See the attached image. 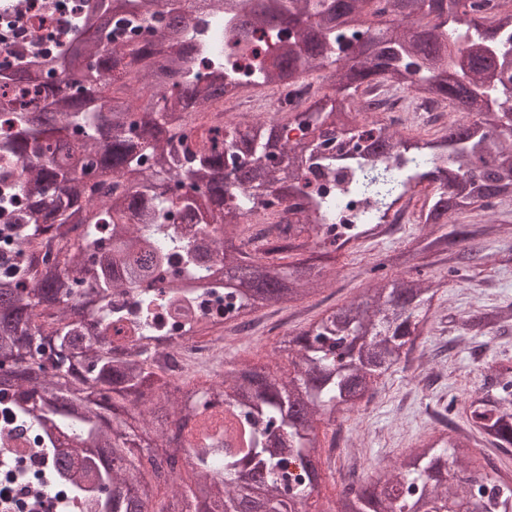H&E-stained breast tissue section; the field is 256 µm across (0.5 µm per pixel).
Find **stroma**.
<instances>
[{
	"label": "stroma",
	"mask_w": 512,
	"mask_h": 512,
	"mask_svg": "<svg viewBox=\"0 0 512 512\" xmlns=\"http://www.w3.org/2000/svg\"><path fill=\"white\" fill-rule=\"evenodd\" d=\"M474 222L484 230L474 244L459 245L447 260L426 269L427 276L445 281L433 301V317L459 319L512 305V200L498 206L495 221L478 216ZM422 231L419 224L394 223L385 236L366 238L357 252L341 258L329 288L292 307L272 306L253 314L249 334L225 345V364L247 358L269 365L277 374L290 373L287 359L274 351L279 337L362 294L371 282L370 267L409 246ZM419 343L424 357L384 377L368 406L335 426H320V435L335 438L336 447L320 459L324 477L312 504L314 512L326 508L350 475L386 465L414 443L437 437L442 426L432 416L435 400H463L496 362L512 358V331L491 341L483 337L460 341L454 331L445 330L421 336Z\"/></svg>",
	"instance_id": "35a3bbf8"
}]
</instances>
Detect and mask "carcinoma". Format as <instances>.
Masks as SVG:
<instances>
[{"instance_id": "obj_1", "label": "carcinoma", "mask_w": 512, "mask_h": 512, "mask_svg": "<svg viewBox=\"0 0 512 512\" xmlns=\"http://www.w3.org/2000/svg\"><path fill=\"white\" fill-rule=\"evenodd\" d=\"M493 0H260L232 15L229 50L264 33L288 43L247 74L191 35L192 15L156 10L155 0H92L78 32L55 53L10 66L0 92L35 87L42 103L0 118V171L26 175L22 194L0 187V412L41 444L48 482L98 512H307L321 474L322 421L368 404L377 379L408 360L440 284L423 275L431 257L475 238L458 223L476 206L491 216L512 197V5ZM309 78L328 89L251 123L193 126L224 100V89L279 93ZM445 104L461 118L434 138L395 123H367L382 92ZM344 135L345 151L314 133ZM297 130L298 137L289 132ZM421 223L430 231L406 252L371 267L366 291L332 313L284 334L275 352L293 372L278 375L243 359L194 406L187 384L165 380L138 341L154 336L158 307L188 295L181 274L159 285L175 258L246 317L290 307L325 288L338 261L372 234L366 215L329 224L336 207L366 200L378 220L424 182ZM285 206L288 216L257 229L245 250L243 211ZM206 207L216 226L202 259L178 216ZM42 236L58 259L24 254ZM300 259L291 260V254ZM134 288L133 343L116 345L124 316L113 292ZM98 315L86 322L89 305ZM512 309L468 315L467 336L505 329ZM471 430L512 455V361L504 359L467 398ZM69 439L59 460L58 438ZM101 452L90 451V446ZM187 452L194 483L177 482ZM469 437L406 449L389 469L344 485L330 512H512V477L492 461L468 468ZM170 492L155 501L161 470Z\"/></svg>"}]
</instances>
